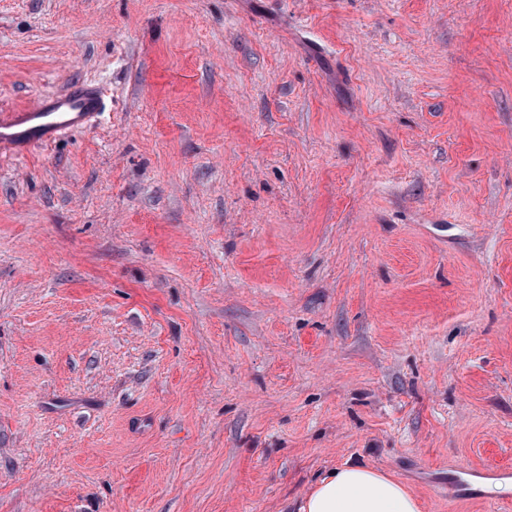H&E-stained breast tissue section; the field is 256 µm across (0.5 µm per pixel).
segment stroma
Wrapping results in <instances>:
<instances>
[{"instance_id":"obj_1","label":"stroma","mask_w":512,"mask_h":512,"mask_svg":"<svg viewBox=\"0 0 512 512\" xmlns=\"http://www.w3.org/2000/svg\"><path fill=\"white\" fill-rule=\"evenodd\" d=\"M0 512H422L512 471V0H0ZM99 87L51 95L35 107L0 115V144L23 152L28 147L83 128L99 115L103 104ZM418 498L365 464H347L320 477L298 512H420Z\"/></svg>"}]
</instances>
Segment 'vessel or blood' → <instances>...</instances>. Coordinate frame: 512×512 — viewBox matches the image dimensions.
<instances>
[{
	"label": "vessel or blood",
	"mask_w": 512,
	"mask_h": 512,
	"mask_svg": "<svg viewBox=\"0 0 512 512\" xmlns=\"http://www.w3.org/2000/svg\"><path fill=\"white\" fill-rule=\"evenodd\" d=\"M103 104L101 88H81L52 95L35 107L0 115V144L16 151L44 143L83 128L99 115Z\"/></svg>",
	"instance_id": "1"
}]
</instances>
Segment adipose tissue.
I'll return each mask as SVG.
<instances>
[{
    "mask_svg": "<svg viewBox=\"0 0 512 512\" xmlns=\"http://www.w3.org/2000/svg\"><path fill=\"white\" fill-rule=\"evenodd\" d=\"M299 512H420L415 495L365 464H347L320 477Z\"/></svg>",
    "mask_w": 512,
    "mask_h": 512,
    "instance_id": "1",
    "label": "adipose tissue"
}]
</instances>
